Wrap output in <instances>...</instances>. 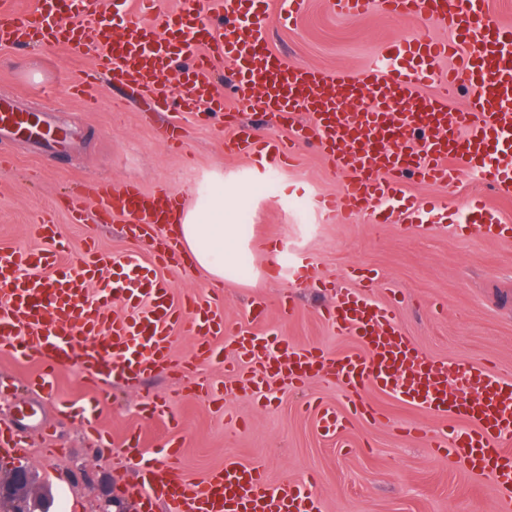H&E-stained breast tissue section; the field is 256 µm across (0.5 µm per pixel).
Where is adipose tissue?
I'll use <instances>...</instances> for the list:
<instances>
[{
    "label": "adipose tissue",
    "instance_id": "obj_1",
    "mask_svg": "<svg viewBox=\"0 0 512 512\" xmlns=\"http://www.w3.org/2000/svg\"><path fill=\"white\" fill-rule=\"evenodd\" d=\"M229 200L223 174H211L194 203L180 206L174 228L192 265L217 282L234 269L242 248L238 226L228 221Z\"/></svg>",
    "mask_w": 512,
    "mask_h": 512
}]
</instances>
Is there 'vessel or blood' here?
Instances as JSON below:
<instances>
[{"instance_id":"vessel-or-blood-1","label":"vessel or blood","mask_w":512,"mask_h":512,"mask_svg":"<svg viewBox=\"0 0 512 512\" xmlns=\"http://www.w3.org/2000/svg\"><path fill=\"white\" fill-rule=\"evenodd\" d=\"M154 0H135L121 33L97 9L98 0H82L81 9H64V0H34L19 15L14 0H0V45L66 43L81 54L87 42L97 53L94 68L73 76L66 90L92 98L101 76L132 85L143 100L172 113H208L202 103L213 99V59L231 61L234 97L267 120L263 126L238 123L225 111V126L234 151L252 160L256 172L277 173L295 158L301 144L316 142L334 169L345 171L341 192L319 201L328 220H341L365 209L385 206L403 210L422 230L441 226L425 219V210L407 204L409 180L446 186L459 172L486 181L501 196H512V27L485 19L480 0H329L334 13L355 20L370 10L400 17L427 18L448 28L437 41L412 35L390 43L359 73H329L283 63L268 47L267 15L251 10L248 0H218L224 21L214 25L206 8L173 11L157 24L143 14ZM185 57L193 65L182 93L173 95L162 78L172 61ZM456 64L443 76L433 68L443 58ZM436 78L438 90L424 97L418 85ZM467 90L470 112L452 113L448 101ZM0 131L22 133L63 144L65 130L51 131L42 115L18 109L0 98ZM97 206L125 219L133 240L151 238L149 256L131 251L117 257L87 246L74 262L56 266L59 247L54 221L36 220L41 248L19 246L0 251V349L35 362L34 385L52 389L56 371L78 366L87 386L112 378L136 379L156 371H179L171 356L172 335L184 328L198 361L212 363L221 354L213 339L224 332V306L216 299L177 296L159 269H186L178 241L166 234L172 205L160 204L133 180L101 184ZM455 230L512 238L504 223L482 200L465 203ZM137 282L126 290L123 313L111 301L93 302L88 289L107 271ZM278 276L316 282L311 258L297 254ZM351 287L328 281L333 298L318 311L328 326L357 339L359 347L339 357L317 346L291 347L275 332H255L265 320V301H252L248 326L228 335L234 358L224 363L234 388L262 396L271 374H286L297 387L321 379L339 384L354 415L378 421L366 403L368 387L379 388L403 403L431 414L456 419V426L434 435L433 445L469 471L492 479L499 512H512V376L464 360L440 361L421 352L403 333L393 304L372 295L382 282L377 273L354 267ZM221 361V360H220ZM324 435L347 428L349 417L312 403ZM352 414V415H353ZM180 445L167 442L163 466H145L137 492L143 504L157 503L165 512H320L314 479L269 482L261 465L225 461L203 483L184 479L174 461Z\"/></svg>"}]
</instances>
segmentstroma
Returning <instances> with one entry per match:
<instances>
[{"instance_id":"stroma-1","label":"stroma","mask_w":512,"mask_h":512,"mask_svg":"<svg viewBox=\"0 0 512 512\" xmlns=\"http://www.w3.org/2000/svg\"><path fill=\"white\" fill-rule=\"evenodd\" d=\"M280 9L279 0H273L270 47L287 63L328 72L364 70L387 43L404 35H449L416 18L375 11L346 20L330 10L327 0H306L302 13L288 23L280 22ZM93 59L90 45L79 56L59 47L0 46V94L12 95L20 108L49 113L54 126L76 131L56 153L26 139L0 136V153L12 158L9 167L0 168V249L39 245L32 221L48 213L65 243L59 262L75 261L91 241L115 255L147 252L146 243L125 237L120 219L99 220L94 199L83 202L86 221L71 223L63 201L68 186L133 179L144 192L164 187L187 202L194 200L205 175L220 171L225 186L249 191L243 205L250 224L241 234L248 245L247 269L233 271L223 282L229 328L247 325L246 311L255 297L272 306L287 293L295 300L292 314L268 318L283 343L312 344L335 356L355 348L354 337L336 332L318 316L328 295L278 277L275 266L283 256L273 254L272 247L281 240L289 253L311 256L323 278L345 275L354 266L377 271L389 286L378 300L397 298L396 316L405 335L426 354L488 363L512 375V239L463 236L453 229L468 196L487 198L506 222H512V198L497 195L472 176L453 187L412 183L408 189L417 201L445 209L448 229L428 233L394 219L376 224L367 212L331 224L314 202L338 193L346 175L314 149L300 150L292 166L277 176L275 198H267L248 160L229 150L231 134L220 123L202 125L187 112L173 118L151 111L117 79L99 86L92 109L64 91V80ZM173 119L182 128L180 150L162 144L157 133ZM172 352L183 367L181 375L159 371L132 384L114 383L99 405L100 423L112 438L131 429L142 432L147 462L163 460L164 445L173 439L181 444L178 471L191 481L206 479L228 459L259 463L272 482L314 478L321 512H497L489 478L444 461L426 440L410 441L401 433L416 423L429 431L444 428L440 418L372 389L367 398L390 418V425L355 420L341 435L327 437L306 406L318 400L343 409L339 387L313 381L297 389L275 376L267 405L238 392L215 407L196 396L192 383L197 378L223 382L222 371L196 363L191 342L182 334H174ZM37 369L36 363L0 350V428L13 430L21 442L19 452L0 454V464L28 466L30 495L51 497L67 512H100L102 499L110 494L119 498L122 512H138V501L129 492L139 479L136 468L96 448L78 418L55 405L59 399L76 407L91 401L80 369L58 371L50 395L26 388ZM155 401L168 405L174 429L164 430L150 418L147 406Z\"/></svg>"}]
</instances>
